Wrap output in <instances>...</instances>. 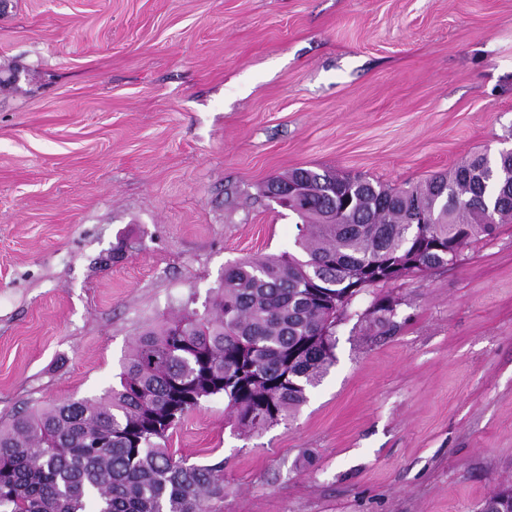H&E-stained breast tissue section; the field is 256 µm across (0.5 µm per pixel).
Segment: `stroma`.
I'll return each instance as SVG.
<instances>
[{
    "instance_id": "obj_1",
    "label": "stroma",
    "mask_w": 512,
    "mask_h": 512,
    "mask_svg": "<svg viewBox=\"0 0 512 512\" xmlns=\"http://www.w3.org/2000/svg\"><path fill=\"white\" fill-rule=\"evenodd\" d=\"M9 68L0 418L101 394L225 266L296 253L269 178L400 187L512 149V0H7ZM349 310L287 421L240 435L217 395L170 430L224 464L210 512H478L512 485V224Z\"/></svg>"
}]
</instances>
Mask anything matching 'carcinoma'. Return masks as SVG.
<instances>
[{"label": "carcinoma", "instance_id": "obj_1", "mask_svg": "<svg viewBox=\"0 0 512 512\" xmlns=\"http://www.w3.org/2000/svg\"><path fill=\"white\" fill-rule=\"evenodd\" d=\"M301 186L294 254L224 268L205 312L138 336L119 384L98 397L32 407L0 423V512H208L224 463L161 444L222 395L243 434L279 424L335 361L338 312L366 289L449 265L512 223V151L390 187L296 168L261 188Z\"/></svg>", "mask_w": 512, "mask_h": 512}]
</instances>
